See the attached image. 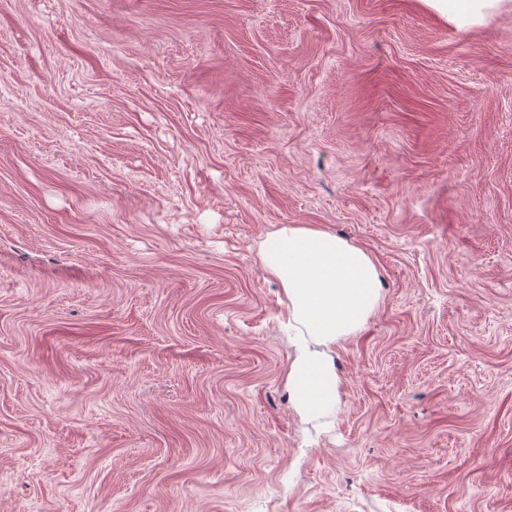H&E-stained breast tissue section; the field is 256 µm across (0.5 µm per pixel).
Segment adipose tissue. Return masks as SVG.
Returning <instances> with one entry per match:
<instances>
[{
  "label": "adipose tissue",
  "instance_id": "adipose-tissue-1",
  "mask_svg": "<svg viewBox=\"0 0 512 512\" xmlns=\"http://www.w3.org/2000/svg\"><path fill=\"white\" fill-rule=\"evenodd\" d=\"M458 26L480 22L502 0H426ZM259 260L288 297V314L308 341L296 353L288 393L297 410L318 419L334 409L340 378L324 346L356 334L375 310L380 271L362 247L330 232L285 224L263 239Z\"/></svg>",
  "mask_w": 512,
  "mask_h": 512
}]
</instances>
